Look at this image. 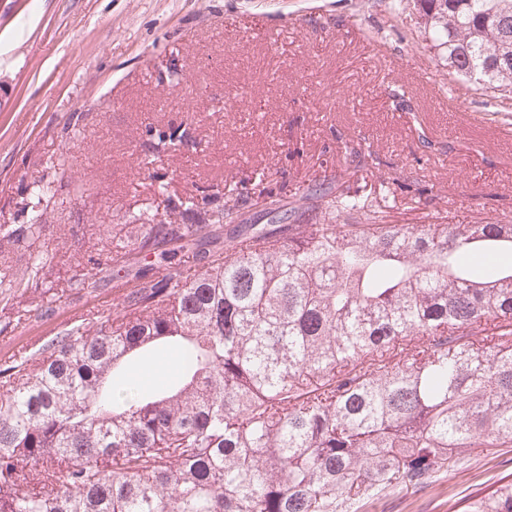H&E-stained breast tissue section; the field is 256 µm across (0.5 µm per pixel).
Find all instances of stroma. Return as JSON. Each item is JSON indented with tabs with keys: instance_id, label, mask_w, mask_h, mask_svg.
Listing matches in <instances>:
<instances>
[{
	"instance_id": "1",
	"label": "stroma",
	"mask_w": 512,
	"mask_h": 512,
	"mask_svg": "<svg viewBox=\"0 0 512 512\" xmlns=\"http://www.w3.org/2000/svg\"><path fill=\"white\" fill-rule=\"evenodd\" d=\"M253 12L275 45L231 30ZM330 27L362 40L336 44ZM152 128L179 129L188 148L156 151ZM358 150L375 163L354 187L384 223L512 219V89L449 80L417 0H0V225L27 223L45 186L62 221L41 239L58 298L48 317L0 334V360L62 312L112 298L114 266L82 295L66 283L83 256L112 250L113 225L132 213L192 193L239 200L241 223L285 224L334 197ZM71 181L96 191L72 198ZM509 482L512 447L483 448L359 512H465Z\"/></svg>"
}]
</instances>
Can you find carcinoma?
<instances>
[{"label":"carcinoma","mask_w":512,"mask_h":512,"mask_svg":"<svg viewBox=\"0 0 512 512\" xmlns=\"http://www.w3.org/2000/svg\"><path fill=\"white\" fill-rule=\"evenodd\" d=\"M421 6L448 75L500 87L483 35L512 44V3ZM349 177L327 207L358 224H240L191 194L112 225L129 287L0 364V512H358L512 447V266L461 262L512 252V220L382 224ZM57 221L44 194L0 227L1 292L53 290ZM166 347L176 380L142 387L134 359ZM466 512H512V483Z\"/></svg>","instance_id":"1"}]
</instances>
